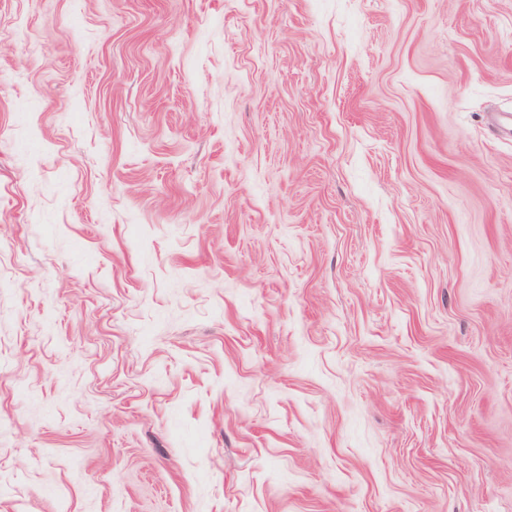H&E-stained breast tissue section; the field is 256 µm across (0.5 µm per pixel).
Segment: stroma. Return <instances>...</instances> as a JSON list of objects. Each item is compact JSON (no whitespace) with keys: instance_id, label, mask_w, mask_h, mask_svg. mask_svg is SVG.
<instances>
[{"instance_id":"obj_1","label":"stroma","mask_w":512,"mask_h":512,"mask_svg":"<svg viewBox=\"0 0 512 512\" xmlns=\"http://www.w3.org/2000/svg\"><path fill=\"white\" fill-rule=\"evenodd\" d=\"M0 512H512V0H0Z\"/></svg>"}]
</instances>
